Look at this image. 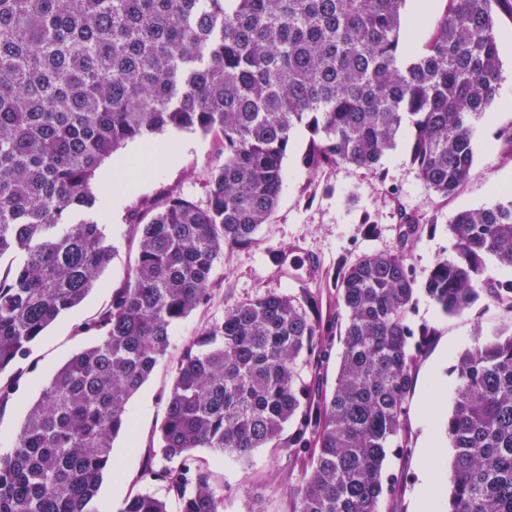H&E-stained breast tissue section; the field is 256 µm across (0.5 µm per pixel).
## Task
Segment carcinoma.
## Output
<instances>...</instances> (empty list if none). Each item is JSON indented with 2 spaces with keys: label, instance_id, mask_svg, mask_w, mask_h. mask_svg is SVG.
<instances>
[{
  "label": "carcinoma",
  "instance_id": "obj_1",
  "mask_svg": "<svg viewBox=\"0 0 512 512\" xmlns=\"http://www.w3.org/2000/svg\"><path fill=\"white\" fill-rule=\"evenodd\" d=\"M405 2L0 0V409L36 389L0 456V512H98L113 442L133 426L130 398L166 355L171 326L210 302L224 250L257 243L296 127L310 132L313 169L375 176L406 136L428 189L448 196L469 181L502 73L496 9L512 0H444L417 52L401 41ZM167 130L221 141L207 200L174 187L133 203L134 265L75 326L95 341L44 383L20 361L115 253L95 219L97 173L127 142ZM449 231L451 255L421 284L400 251L342 265L341 321L322 318L309 292L225 302L184 345L148 450L166 465L143 478L167 497L137 492L119 512H225L197 450L248 466L267 447L304 465L293 512H382L395 488L387 453L431 336L409 318L420 288L446 315L486 295L508 319L455 357L447 512H512V280L482 279L486 255L512 269V199L459 212ZM336 336L327 393L300 366H318Z\"/></svg>",
  "mask_w": 512,
  "mask_h": 512
}]
</instances>
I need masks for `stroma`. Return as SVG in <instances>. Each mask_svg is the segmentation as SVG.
I'll use <instances>...</instances> for the list:
<instances>
[{
	"label": "stroma",
	"instance_id": "stroma-1",
	"mask_svg": "<svg viewBox=\"0 0 512 512\" xmlns=\"http://www.w3.org/2000/svg\"><path fill=\"white\" fill-rule=\"evenodd\" d=\"M502 32L500 54L502 79L496 100L474 133L475 158L469 182L451 196L428 190L411 165L406 144H398L382 160L381 174L374 177L351 166L309 169L304 154L310 137L298 128L283 161L284 183L279 203L269 220L259 228L255 245L225 251L213 278L214 298L172 328L170 347L148 381L132 397L129 410L134 428L114 442V474L106 476L98 504L118 512L124 499L135 492L164 495L159 483L141 481L147 448L157 441L164 416L165 397L172 383V368L184 342L218 318L228 301L263 292L303 297L317 293L323 317L340 312L332 283L341 264L361 257L399 250L405 255L417 280H425L436 262L452 252L449 226L462 210L478 209L499 200L503 178L512 177V145L500 139L501 130L512 127V13H498ZM173 147L175 160L157 167L136 187L101 199L97 218L112 234L116 252L85 301L48 328L31 348L27 365L41 379H50L79 348L90 343L89 335L74 332L76 324L95 317L112 299L137 255V239L130 231L132 203L152 198L176 186L192 200L205 199L207 169L220 148L218 138L198 131L169 130L159 136ZM377 224L375 235H366L362 218ZM282 265H275L274 256ZM410 319L430 327L433 334L425 354L412 370L402 439L411 453L389 456L388 472L400 475L394 497L385 512H412L424 481L419 450L424 445L427 417H434L440 448L433 466L440 478L435 486L434 512H445L452 486L453 450L445 434L451 413L457 376V353L471 348L477 339L503 323L501 311L488 297H480L468 310L443 314L425 294H416ZM210 468L222 481L228 512H292L291 488L301 482L302 468L284 448H260L250 466L229 457H210Z\"/></svg>",
	"mask_w": 512,
	"mask_h": 512
}]
</instances>
